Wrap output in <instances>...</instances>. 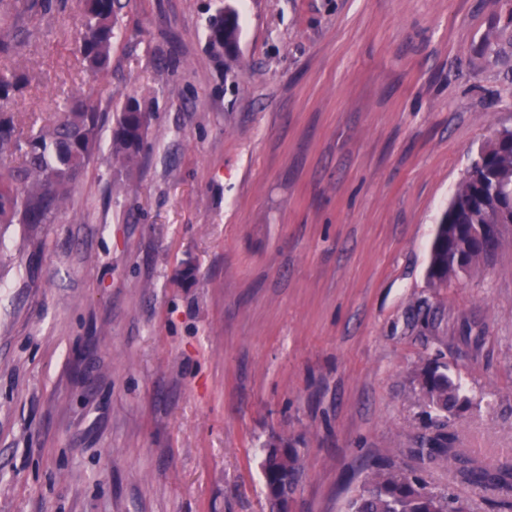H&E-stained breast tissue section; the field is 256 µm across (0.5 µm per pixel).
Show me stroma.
Here are the masks:
<instances>
[{
  "label": "stroma",
  "mask_w": 512,
  "mask_h": 512,
  "mask_svg": "<svg viewBox=\"0 0 512 512\" xmlns=\"http://www.w3.org/2000/svg\"><path fill=\"white\" fill-rule=\"evenodd\" d=\"M224 5L240 33L218 58ZM82 13L22 16L24 131L73 93L153 119L120 187L102 139L39 239L0 229V512H270L281 440L290 512H345L376 464L512 512L412 454L429 364L470 400L452 447L512 449V244L427 277L456 186L512 128L483 53L512 0H120L104 78L75 65ZM239 38L238 15L230 7L218 10L209 25L208 43L212 50L231 52ZM233 48V49H232ZM298 466L299 455L296 448H290L288 443L283 442L269 446L263 470L273 506L277 507L278 499L287 497L294 490Z\"/></svg>",
  "instance_id": "obj_1"
}]
</instances>
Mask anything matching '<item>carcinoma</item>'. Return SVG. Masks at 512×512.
Returning <instances> with one entry per match:
<instances>
[{"mask_svg": "<svg viewBox=\"0 0 512 512\" xmlns=\"http://www.w3.org/2000/svg\"><path fill=\"white\" fill-rule=\"evenodd\" d=\"M47 12L54 0H0V59L18 53L29 32L18 24L20 5ZM116 0H85L84 14L75 34L77 61L84 70L106 76L112 68L117 40ZM239 38L238 15L230 7L218 10L209 25L208 43L217 53L230 52ZM494 63L512 61V33L504 42L487 44ZM25 71L0 66V162L14 157L17 165L0 173V225L21 224L31 237L53 224L64 209L74 185L85 174L102 136L103 117L90 97L70 96L64 112L37 131L24 132L7 105L28 84ZM152 114L134 97L126 99L112 127V154L118 163L113 183L138 166ZM474 224H512V129L489 141L457 185L448 209L437 225L430 248L427 276L446 286L488 258L470 235ZM420 394L436 412L432 430L419 437L413 454L432 465H448L462 483L478 485L505 500L512 498V456L483 458L448 447V417L464 412L470 401L439 366H427ZM299 455L286 443L270 445L264 477L272 504L295 487ZM346 512H467L465 504L446 490L431 487L415 471L382 466L365 475L349 498Z\"/></svg>", "mask_w": 512, "mask_h": 512, "instance_id": "obj_1", "label": "carcinoma"}]
</instances>
